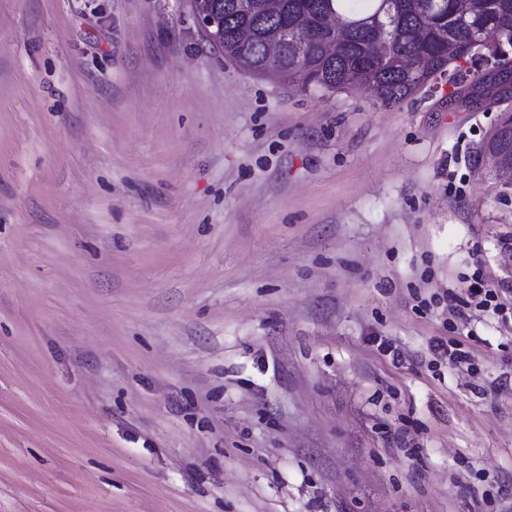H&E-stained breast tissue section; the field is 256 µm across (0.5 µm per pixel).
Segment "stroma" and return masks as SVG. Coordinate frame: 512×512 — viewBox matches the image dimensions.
Segmentation results:
<instances>
[{
	"label": "stroma",
	"instance_id": "35a3bbf8",
	"mask_svg": "<svg viewBox=\"0 0 512 512\" xmlns=\"http://www.w3.org/2000/svg\"><path fill=\"white\" fill-rule=\"evenodd\" d=\"M451 90L240 72L185 0H0V512H512V82ZM483 153L493 159L512 157L511 128L500 131L494 138L489 140L483 148Z\"/></svg>",
	"mask_w": 512,
	"mask_h": 512
}]
</instances>
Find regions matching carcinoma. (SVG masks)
<instances>
[{"mask_svg": "<svg viewBox=\"0 0 512 512\" xmlns=\"http://www.w3.org/2000/svg\"><path fill=\"white\" fill-rule=\"evenodd\" d=\"M214 2L224 10V56L237 69L302 91H368L384 106L411 98L445 76L461 95L490 92L492 84L468 79L464 64L469 59L448 69V52L474 39L512 32V0H463L461 5L457 0H284L277 16L261 13L262 0ZM326 11L341 18L336 55L324 56L318 39L298 57L267 59L266 42L318 28ZM256 19L260 37L247 44L231 39L238 27ZM376 27L383 29L385 40L382 53L372 58L368 45ZM483 153L493 159L512 157V130L500 131Z\"/></svg>", "mask_w": 512, "mask_h": 512, "instance_id": "obj_1", "label": "carcinoma"}]
</instances>
